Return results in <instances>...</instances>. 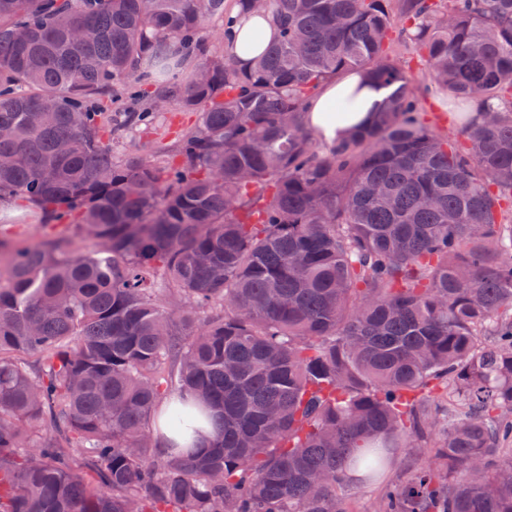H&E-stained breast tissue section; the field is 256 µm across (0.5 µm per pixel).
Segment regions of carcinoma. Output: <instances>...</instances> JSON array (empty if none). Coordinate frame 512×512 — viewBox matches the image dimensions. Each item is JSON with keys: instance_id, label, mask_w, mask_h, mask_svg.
<instances>
[{"instance_id": "obj_1", "label": "carcinoma", "mask_w": 512, "mask_h": 512, "mask_svg": "<svg viewBox=\"0 0 512 512\" xmlns=\"http://www.w3.org/2000/svg\"><path fill=\"white\" fill-rule=\"evenodd\" d=\"M268 13L243 69L210 51L224 0H0V202L95 242L0 240V512H349L389 448L425 461L380 512H512V0ZM397 44L482 120L428 125ZM355 69L387 97L323 143L307 106ZM175 103L176 149L112 154ZM210 418L205 451L159 450Z\"/></svg>"}]
</instances>
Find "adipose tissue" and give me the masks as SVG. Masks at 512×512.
<instances>
[{"mask_svg": "<svg viewBox=\"0 0 512 512\" xmlns=\"http://www.w3.org/2000/svg\"><path fill=\"white\" fill-rule=\"evenodd\" d=\"M256 31L265 42L278 35L271 16L237 15L232 51L241 66H248L260 53L258 46L246 44L249 34ZM384 100L383 91L363 73L348 72L321 87L308 106L306 121L319 140L330 144L367 127Z\"/></svg>", "mask_w": 512, "mask_h": 512, "instance_id": "obj_1", "label": "adipose tissue"}]
</instances>
